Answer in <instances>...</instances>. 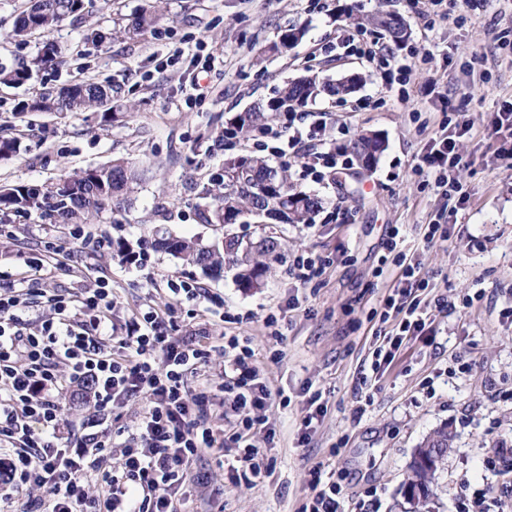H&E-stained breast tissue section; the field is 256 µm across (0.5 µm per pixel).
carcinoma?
Wrapping results in <instances>:
<instances>
[{"label":"carcinoma","mask_w":512,"mask_h":512,"mask_svg":"<svg viewBox=\"0 0 512 512\" xmlns=\"http://www.w3.org/2000/svg\"><path fill=\"white\" fill-rule=\"evenodd\" d=\"M85 11V0H36L26 3L12 29L11 36L20 41L29 38L42 39V46L30 64L21 68L0 67V84H22L31 78L32 72L57 65L61 49L49 35L65 20L78 17ZM157 22L156 7L138 14L127 33L136 34ZM358 26L372 25L388 32L394 41L401 40L402 23L392 12H377L354 18ZM303 31L292 26L281 32L279 43L273 49H288L302 37ZM352 80L334 83L315 78H303L286 83L277 96L264 105L256 104L239 114L233 124L235 133H247L265 125L272 114L289 106L304 105L323 94L344 96L351 92ZM121 102V88L112 84L80 82L58 91L45 90L19 104L22 112H94ZM355 153H369L377 160L383 150V141L374 134H360L353 143ZM137 180L135 171L122 159L104 167L75 170L56 182L42 184H18L3 186L7 193H0V210L16 212L38 211L57 223L82 224L95 215L126 202L131 184ZM216 189L203 188V193L214 195L216 204L199 212L203 224L225 226L237 224L243 218H254L256 210L268 211L261 220H276L283 224H308L311 215L322 207V201L314 195L298 189L288 180L286 169L279 171L268 165L265 159L252 155L237 156L224 162V170L215 179ZM242 242L235 238H221L210 243L195 239L161 237L155 246L179 258L183 263L199 268L206 276H218L224 272V262L242 266L237 278L244 288H252L261 275L264 264L259 258L275 251V241L267 236L255 243L235 249ZM422 448H436L444 459L452 447V436L445 428L427 436ZM438 468L423 466L412 458L408 483L423 488V494L410 499L414 507L426 504L433 493Z\"/></svg>","instance_id":"1"}]
</instances>
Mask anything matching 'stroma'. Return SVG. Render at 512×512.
Listing matches in <instances>:
<instances>
[{
	"instance_id": "stroma-1",
	"label": "stroma",
	"mask_w": 512,
	"mask_h": 512,
	"mask_svg": "<svg viewBox=\"0 0 512 512\" xmlns=\"http://www.w3.org/2000/svg\"><path fill=\"white\" fill-rule=\"evenodd\" d=\"M163 18L156 29L128 38L125 27L148 4ZM20 0H0V65L23 66L41 42L10 40ZM398 13L408 25L395 43L377 28L369 34L393 56L438 44L434 70L412 68L411 96L399 102L365 60L336 46L351 17L376 8ZM302 29L289 50L273 53L280 29ZM101 39H90L91 31ZM512 31V0H448V19L428 26L417 0H88L83 16L52 35L59 65L18 86L0 84V136L16 139V153L0 157V185L53 182L63 174L125 159L140 174L131 204L107 210L86 231L140 250L139 267L114 259L109 246L75 250V275L54 272L53 248L70 238L71 225L40 214L0 211V272L35 288L72 294L104 277L115 296L112 318L121 322L144 304L165 308L168 280L198 283L224 298L223 316L176 314V336L202 329L212 364L223 363L225 336L248 339L272 388L289 405L271 404L268 428L254 443L274 461L256 483L226 482L216 458L197 463L224 486V512H297L311 494L314 467L342 474L346 512H408L404 485L412 455L434 430L445 427L453 447L438 473L429 512H457L461 482L494 489L498 512H512V474L483 467L494 448H512V169L496 158L497 141L485 128L488 113L512 100V57L499 42ZM214 67L200 71L208 55ZM362 81L347 96L305 104L326 115L327 133L347 151L362 131L385 149L368 170L338 168L319 183L297 181L322 209L309 224L200 223V193L231 156L252 152L243 138L222 133L241 112L276 96L285 82L305 76ZM92 78L122 88L125 109L112 120L98 112H22L18 105L43 88ZM466 104L474 135L453 175L468 194L461 208L422 183L415 169L443 118L442 98ZM456 209L447 242L425 243L420 227ZM402 225L400 248L416 258L433 288L423 335L404 341L393 364L370 369L371 319L396 271L374 277L389 225ZM243 241L265 236L279 243L255 288L241 287L228 265L218 278L184 265L153 245L159 233L210 242L221 232ZM327 260L322 280L298 287L289 276L294 256ZM40 268H31L32 259ZM278 318V335L264 321ZM321 391L327 413L307 446H299L306 389Z\"/></svg>"
}]
</instances>
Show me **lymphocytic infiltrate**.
I'll return each instance as SVG.
<instances>
[{"label":"lymphocytic infiltrate","instance_id":"lymphocytic-infiltrate-1","mask_svg":"<svg viewBox=\"0 0 512 512\" xmlns=\"http://www.w3.org/2000/svg\"><path fill=\"white\" fill-rule=\"evenodd\" d=\"M347 51L375 63L387 84L407 98L406 75L411 66H431L435 47L390 61L365 30H342L337 38ZM296 113L260 131L264 146L283 163L299 166L301 180L323 181L342 158L318 118L308 127L296 123ZM473 128L465 113L444 118L431 139L417 171L446 198L465 203L467 194L453 176L462 157L458 144ZM399 227H390L386 247L399 269L398 288L383 301L382 339L372 351L371 369L388 368L404 340L424 332L430 287L417 261L399 252ZM172 303L165 310L149 307L124 327L109 325L113 294L108 281L79 294L54 288H28L24 282L0 291V480L9 491L0 494V512H9L11 490L28 489L23 512H186L194 485L210 484L208 473L196 472L193 462L203 453L223 455L225 439L238 447L223 468L230 482L266 477L271 465L252 443L264 425L265 407L274 399L262 381L255 353L239 337L224 344V379L204 383L190 392L188 379L205 364L207 353L193 336L174 339V315L183 302L204 310L223 309L222 296L184 281H169ZM41 311L24 322L31 298ZM89 389L97 415L107 416L116 402L144 398L146 408L135 431L113 457L115 437L101 429L74 436L64 445L61 410L67 396ZM231 396L233 410L246 418L229 429L215 425L223 406L213 392ZM313 494L299 512H343L341 487L335 474L311 473Z\"/></svg>","mask_w":512,"mask_h":512}]
</instances>
